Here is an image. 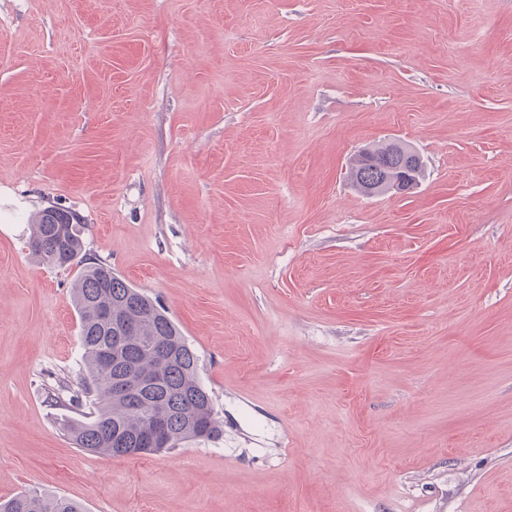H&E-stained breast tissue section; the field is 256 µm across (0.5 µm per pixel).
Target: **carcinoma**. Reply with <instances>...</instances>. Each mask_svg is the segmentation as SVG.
I'll return each instance as SVG.
<instances>
[{
	"instance_id": "cac0c4a2",
	"label": "carcinoma",
	"mask_w": 512,
	"mask_h": 512,
	"mask_svg": "<svg viewBox=\"0 0 512 512\" xmlns=\"http://www.w3.org/2000/svg\"><path fill=\"white\" fill-rule=\"evenodd\" d=\"M410 148L397 141L372 144L355 154L347 177L360 193L400 176V154ZM29 245L53 267L84 269L75 285L82 355L80 393L70 404L92 408L85 421L64 426L75 447L93 455L131 457L172 450L220 429L212 399L199 379L198 358L163 307L132 287L104 262H87L82 253L81 220L68 209L50 205L31 220ZM136 366L154 384L135 397L120 392L116 378ZM168 409L167 442L142 445L155 413ZM0 512H84L78 502L57 494L20 492L0 499Z\"/></svg>"
}]
</instances>
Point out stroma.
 Masks as SVG:
<instances>
[{
	"label": "stroma",
	"mask_w": 512,
	"mask_h": 512,
	"mask_svg": "<svg viewBox=\"0 0 512 512\" xmlns=\"http://www.w3.org/2000/svg\"><path fill=\"white\" fill-rule=\"evenodd\" d=\"M411 192L347 179L365 145ZM171 314L219 435L103 457L55 404L78 268ZM512 512V0H0V498ZM403 151L416 153L408 146L397 141L375 143L359 151L350 159L348 165L347 177L350 183L360 193L370 196V186L375 182L390 181L400 176V154ZM365 154H373L381 159L385 168L373 170L367 167L364 163Z\"/></svg>",
	"instance_id": "obj_1"
}]
</instances>
